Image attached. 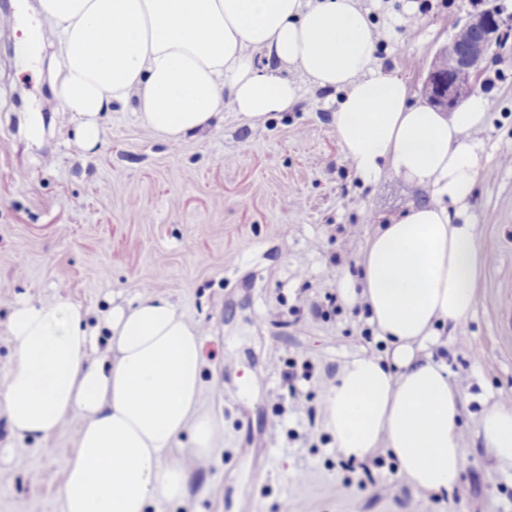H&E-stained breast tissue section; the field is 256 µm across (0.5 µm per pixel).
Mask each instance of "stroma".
<instances>
[{"label":"stroma","instance_id":"stroma-1","mask_svg":"<svg viewBox=\"0 0 512 512\" xmlns=\"http://www.w3.org/2000/svg\"><path fill=\"white\" fill-rule=\"evenodd\" d=\"M380 33L377 64L425 103L424 65L475 12L496 9L512 29V0H360ZM12 0H0V391L13 307L64 300L103 319L146 293L203 325L201 405L216 450L181 504L148 512H512V475L478 436L485 400L512 405V343L501 309L512 301V36L485 62L488 94L476 132L488 176L471 211L489 254L475 315L448 335V365L466 396L467 458L458 499L415 493L384 454L342 457L322 428L324 378L377 342L340 277H357L363 233L404 216L422 190L387 174L363 184L336 140L330 92L302 82L288 111L254 124L232 109L205 138L162 142L131 108L101 113L93 151L58 112L45 64L17 65ZM44 119L30 134V105ZM280 309L270 318V309ZM307 363L311 379L289 380ZM82 420L49 438L9 437L0 418V512H61L66 457ZM388 481V494L363 488Z\"/></svg>","mask_w":512,"mask_h":512}]
</instances>
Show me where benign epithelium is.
Instances as JSON below:
<instances>
[{"instance_id":"benign-epithelium-1","label":"benign epithelium","mask_w":512,"mask_h":512,"mask_svg":"<svg viewBox=\"0 0 512 512\" xmlns=\"http://www.w3.org/2000/svg\"><path fill=\"white\" fill-rule=\"evenodd\" d=\"M472 38L452 56L437 54L427 69L423 93L432 106L448 110L459 106L469 94V87L458 76L469 74L478 79L483 63L504 36L505 24L499 16L484 11L475 13L463 23Z\"/></svg>"}]
</instances>
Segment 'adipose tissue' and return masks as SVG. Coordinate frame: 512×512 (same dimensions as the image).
Listing matches in <instances>:
<instances>
[{
    "label": "adipose tissue",
    "mask_w": 512,
    "mask_h": 512,
    "mask_svg": "<svg viewBox=\"0 0 512 512\" xmlns=\"http://www.w3.org/2000/svg\"><path fill=\"white\" fill-rule=\"evenodd\" d=\"M34 13L20 50L52 48L51 92L84 149L117 105L170 144L206 132L228 106L252 120L286 111L300 92L281 75L292 67L340 93L336 138L357 176L392 173L429 192L361 243L360 286L343 294L366 308L386 351L339 366L322 426L344 457L384 450L415 492L451 496L466 460L464 399L434 350L446 327L474 315L488 261L468 206L486 171L470 133L485 124L488 99L473 95L454 112L410 103L402 79L374 69V25L358 0H37ZM88 316L64 300L13 307L0 416L10 435L41 438L81 417L62 512L182 502L215 447L201 409L204 333L168 299L142 296L105 314L103 352ZM479 432L497 469L512 471V407H486Z\"/></svg>",
    "instance_id": "ef3b65f1"
}]
</instances>
